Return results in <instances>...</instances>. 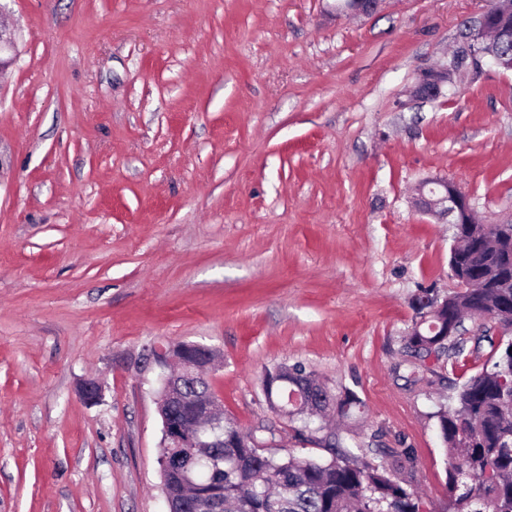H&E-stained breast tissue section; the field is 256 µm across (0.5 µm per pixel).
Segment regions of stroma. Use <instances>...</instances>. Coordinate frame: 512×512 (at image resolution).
Segmentation results:
<instances>
[{
    "label": "stroma",
    "instance_id": "1",
    "mask_svg": "<svg viewBox=\"0 0 512 512\" xmlns=\"http://www.w3.org/2000/svg\"><path fill=\"white\" fill-rule=\"evenodd\" d=\"M485 6L0 0V512H168L143 359L178 343L223 356L225 415L278 456L326 450L269 407L265 371L353 391L344 449H412L445 512L435 413L501 330L465 319L466 354L409 380L411 298L454 287L453 232L412 195L442 177L485 221L512 214V72L409 89ZM16 32L0 25V72L16 59Z\"/></svg>",
    "mask_w": 512,
    "mask_h": 512
}]
</instances>
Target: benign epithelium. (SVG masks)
<instances>
[{"label": "benign epithelium", "mask_w": 512, "mask_h": 512, "mask_svg": "<svg viewBox=\"0 0 512 512\" xmlns=\"http://www.w3.org/2000/svg\"><path fill=\"white\" fill-rule=\"evenodd\" d=\"M379 2L381 0H336L335 10L338 13L368 14L377 8ZM471 37L479 46L478 64L511 71L512 58L499 55L497 49L501 43L512 39V0H488ZM15 59L16 32L0 26V71L11 66ZM456 72V64L448 62V56H443L432 69L420 75L410 90L411 96L415 99L439 97L443 87L452 83ZM416 205L422 213L452 225L456 231L462 224L477 223L468 196L456 182L448 179L422 181L418 186ZM188 349V345L177 344L156 349L148 358V364L159 369L158 379L165 387L167 402L184 399L180 386L182 375L189 371L198 372L202 364L212 370L221 366L216 351L199 345L195 358L188 361ZM78 394L84 403L95 405L102 400V386L94 379H87L79 386ZM187 403L191 410L188 418L179 422L166 419L165 428L177 448H207L210 435L200 434L198 430L215 428L223 422L222 404L212 393L191 398Z\"/></svg>", "instance_id": "benign-epithelium-1"}]
</instances>
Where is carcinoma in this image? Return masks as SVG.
Returning <instances> with one entry per match:
<instances>
[{"label": "carcinoma", "instance_id": "cac0c4a2", "mask_svg": "<svg viewBox=\"0 0 512 512\" xmlns=\"http://www.w3.org/2000/svg\"><path fill=\"white\" fill-rule=\"evenodd\" d=\"M512 235V224H468L465 246L449 265L470 287L437 297L421 288L413 296L414 317L405 348L424 361L464 354L463 318L512 321V257L483 246L493 233ZM492 354L481 370L454 388L449 404L435 412L441 440L452 460L447 512H512V336L484 331ZM270 407L288 419L296 434L317 441L323 426L314 418L330 407L345 416L360 406L350 392L339 398L301 364L281 365L263 377ZM220 448H203L188 473L161 469L163 488L178 512H427L413 474L397 475L382 460H368L336 448L330 457L310 459L260 452L253 432L232 421L213 430Z\"/></svg>", "mask_w": 512, "mask_h": 512}]
</instances>
